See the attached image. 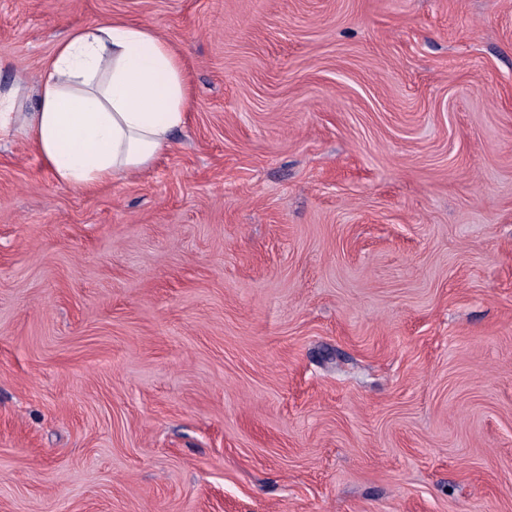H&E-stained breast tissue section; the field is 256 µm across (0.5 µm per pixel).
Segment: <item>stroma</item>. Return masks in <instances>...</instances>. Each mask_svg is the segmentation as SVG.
<instances>
[{
    "mask_svg": "<svg viewBox=\"0 0 512 512\" xmlns=\"http://www.w3.org/2000/svg\"><path fill=\"white\" fill-rule=\"evenodd\" d=\"M178 51L85 193L0 132V512H512V0H0Z\"/></svg>",
    "mask_w": 512,
    "mask_h": 512,
    "instance_id": "1",
    "label": "stroma"
}]
</instances>
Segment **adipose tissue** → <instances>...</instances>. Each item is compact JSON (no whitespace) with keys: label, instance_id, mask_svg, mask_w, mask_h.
Masks as SVG:
<instances>
[{"label":"adipose tissue","instance_id":"1","mask_svg":"<svg viewBox=\"0 0 512 512\" xmlns=\"http://www.w3.org/2000/svg\"><path fill=\"white\" fill-rule=\"evenodd\" d=\"M189 97L178 54L153 28L92 24L58 42L24 132L59 182L90 192L156 162Z\"/></svg>","mask_w":512,"mask_h":512}]
</instances>
